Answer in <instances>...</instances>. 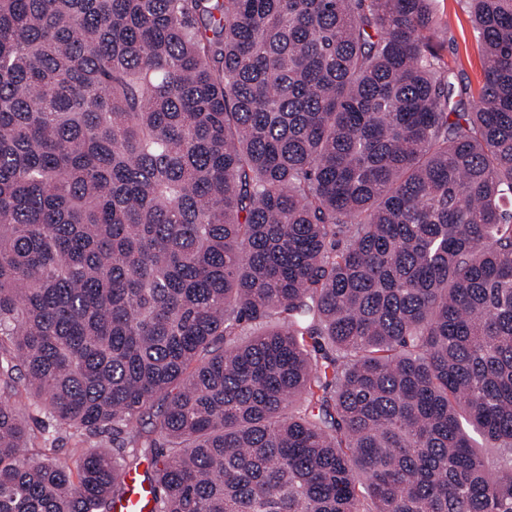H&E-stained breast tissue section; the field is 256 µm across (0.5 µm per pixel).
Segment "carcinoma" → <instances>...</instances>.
Instances as JSON below:
<instances>
[{
    "mask_svg": "<svg viewBox=\"0 0 512 512\" xmlns=\"http://www.w3.org/2000/svg\"><path fill=\"white\" fill-rule=\"evenodd\" d=\"M0 0V512H512V0ZM41 434L112 450L26 448ZM501 449L492 461L475 437ZM433 27L425 35L443 60L461 74L472 91L484 78L482 55L466 0H433ZM140 475L130 473L125 476L131 494L123 501L112 504V512H149L153 489L140 479Z\"/></svg>",
    "mask_w": 512,
    "mask_h": 512,
    "instance_id": "cac0c4a2",
    "label": "carcinoma"
}]
</instances>
